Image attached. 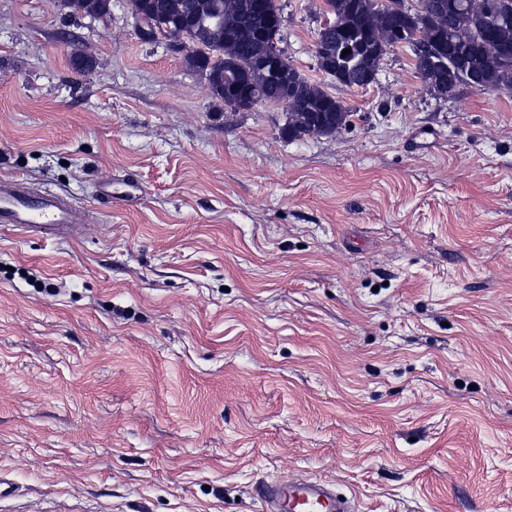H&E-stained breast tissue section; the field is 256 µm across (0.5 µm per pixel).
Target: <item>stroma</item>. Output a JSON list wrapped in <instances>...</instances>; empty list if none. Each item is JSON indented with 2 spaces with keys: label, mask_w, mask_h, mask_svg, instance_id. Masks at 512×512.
Returning <instances> with one entry per match:
<instances>
[{
  "label": "stroma",
  "mask_w": 512,
  "mask_h": 512,
  "mask_svg": "<svg viewBox=\"0 0 512 512\" xmlns=\"http://www.w3.org/2000/svg\"><path fill=\"white\" fill-rule=\"evenodd\" d=\"M278 3L279 48L350 111L334 135L225 109L129 0H0V177L87 211L0 225V512H259L274 478L512 512V92L436 99L404 44L341 85L324 0Z\"/></svg>",
  "instance_id": "stroma-1"
}]
</instances>
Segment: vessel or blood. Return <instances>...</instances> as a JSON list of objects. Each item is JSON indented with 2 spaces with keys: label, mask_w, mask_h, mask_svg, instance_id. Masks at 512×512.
<instances>
[{
  "label": "vessel or blood",
  "mask_w": 512,
  "mask_h": 512,
  "mask_svg": "<svg viewBox=\"0 0 512 512\" xmlns=\"http://www.w3.org/2000/svg\"><path fill=\"white\" fill-rule=\"evenodd\" d=\"M80 219V210L63 194L29 192L19 179L0 178V224L24 230L49 224L64 231ZM257 497L263 512H355L351 499L320 480L272 479L258 486Z\"/></svg>",
  "instance_id": "1"
}]
</instances>
